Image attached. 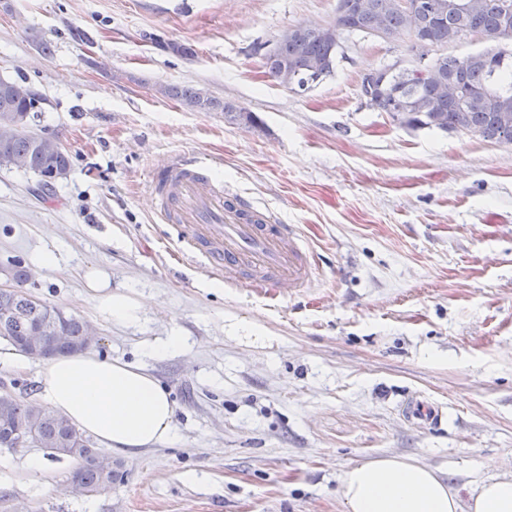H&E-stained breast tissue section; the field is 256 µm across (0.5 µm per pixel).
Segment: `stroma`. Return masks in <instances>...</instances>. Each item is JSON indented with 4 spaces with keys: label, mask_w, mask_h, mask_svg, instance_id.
Segmentation results:
<instances>
[{
    "label": "stroma",
    "mask_w": 512,
    "mask_h": 512,
    "mask_svg": "<svg viewBox=\"0 0 512 512\" xmlns=\"http://www.w3.org/2000/svg\"><path fill=\"white\" fill-rule=\"evenodd\" d=\"M335 17L336 0H0V77L39 93L37 128L72 157L48 187L0 167V265L23 259L31 294L99 329L96 353L145 365L178 436L91 496L66 492L71 459L50 461L46 488L30 449L0 448V512H343L345 471L386 455L465 497L512 474V145L362 105L364 73L429 64L405 34L344 36L335 74L305 92L268 75L286 27ZM159 84L203 87L261 126L188 111ZM195 151L299 228L309 288L271 302L180 257L149 180ZM91 268L144 302L138 321L99 315ZM173 334L181 351L146 356ZM417 397L444 420L409 423Z\"/></svg>",
    "instance_id": "1"
}]
</instances>
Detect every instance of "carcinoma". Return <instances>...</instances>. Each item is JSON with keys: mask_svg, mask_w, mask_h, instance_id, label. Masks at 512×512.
Instances as JSON below:
<instances>
[{"mask_svg": "<svg viewBox=\"0 0 512 512\" xmlns=\"http://www.w3.org/2000/svg\"><path fill=\"white\" fill-rule=\"evenodd\" d=\"M381 2L345 0V10L336 4V36H371L378 29L397 36L415 29L426 33L432 49L444 48L468 35L479 36L489 47L465 58L435 55L429 70L453 82L457 92H443L432 76L405 70L392 76L389 93L376 99L374 110L393 118V102L397 99L404 102L407 126L412 129L478 136L497 144L512 140V119L503 117L505 112L512 113V53L502 54V48L512 44V0H456L457 7L449 10L440 7L442 0H407L408 6L384 13L377 10ZM332 45L320 27L308 26L279 43L276 60L266 66L267 72L278 79V68L284 62L296 76L298 91L309 90L334 74L337 52L331 50ZM317 61L323 63L319 74L310 71ZM158 92L192 111L219 108L232 124L259 126L253 112L232 102L221 103L191 84L161 86ZM38 103L39 96L31 86L0 77V125H11L10 135L0 138V166L32 172L48 184L67 174L71 157L57 143L45 145L40 134L33 131ZM9 270L14 286L0 288V339L23 353L27 337L35 335L42 325L57 323L63 339L46 341V357L80 353L88 322L33 299L26 289L30 274L22 260L11 261ZM4 423L13 428H36L51 459L85 457V462L73 471L71 481L91 492L110 489L113 476L118 480L124 477L121 462L113 461L116 471L111 475L98 462L101 452L84 456V450L93 447L91 440L65 416L34 398L16 396L0 404V425Z\"/></svg>", "mask_w": 512, "mask_h": 512, "instance_id": "carcinoma-1", "label": "carcinoma"}]
</instances>
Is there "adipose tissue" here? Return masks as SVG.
<instances>
[{"instance_id": "ef3b65f1", "label": "adipose tissue", "mask_w": 512, "mask_h": 512, "mask_svg": "<svg viewBox=\"0 0 512 512\" xmlns=\"http://www.w3.org/2000/svg\"><path fill=\"white\" fill-rule=\"evenodd\" d=\"M101 313L119 323L139 319L140 299L109 292V280L91 269ZM41 396L77 428L109 441L113 452L133 456L174 443L175 407L143 366L94 353L57 356L44 366ZM344 512H512V475L483 483L462 499L441 474L416 460L383 456L348 469L341 479Z\"/></svg>"}]
</instances>
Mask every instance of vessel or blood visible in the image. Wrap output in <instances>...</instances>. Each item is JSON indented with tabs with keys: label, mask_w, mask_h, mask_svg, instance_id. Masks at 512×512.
<instances>
[{
	"label": "vessel or blood",
	"mask_w": 512,
	"mask_h": 512,
	"mask_svg": "<svg viewBox=\"0 0 512 512\" xmlns=\"http://www.w3.org/2000/svg\"><path fill=\"white\" fill-rule=\"evenodd\" d=\"M213 168L204 154L184 153L153 174L156 217L173 225L180 254L201 257L205 271L231 288L255 283L280 297L309 287L315 265L297 227L278 223L272 210L217 181ZM404 413L420 426L442 417L440 407L418 399Z\"/></svg>",
	"instance_id": "vessel-or-blood-1"
}]
</instances>
